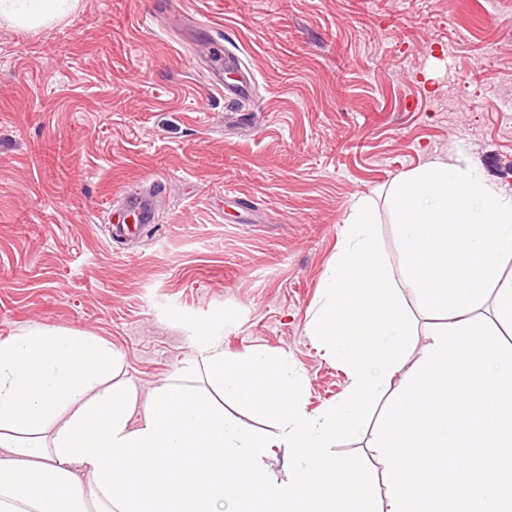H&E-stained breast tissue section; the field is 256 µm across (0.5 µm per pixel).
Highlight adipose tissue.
I'll use <instances>...</instances> for the list:
<instances>
[{
  "mask_svg": "<svg viewBox=\"0 0 512 512\" xmlns=\"http://www.w3.org/2000/svg\"><path fill=\"white\" fill-rule=\"evenodd\" d=\"M78 0H0V18L39 28ZM386 198L399 228L400 266L376 236L371 198L356 199L323 282L309 333L340 359L339 403L305 408V384L285 354L240 361L224 351V318L195 336L207 372L241 407L262 413L271 435L248 432L209 393L171 380L140 397L104 386L113 351L94 336L33 326L0 342V512H512V488L495 476L512 450V346L490 338L479 310L512 328V190L476 164L436 157L400 174ZM412 289L435 317L421 361L406 368L414 320L399 299ZM390 401L375 446L384 504L372 508L362 461L332 454L382 396ZM300 464L268 470L273 449ZM481 458L472 484L464 461ZM336 474L327 482L325 470ZM454 471L458 492L421 483Z\"/></svg>",
  "mask_w": 512,
  "mask_h": 512,
  "instance_id": "adipose-tissue-1",
  "label": "adipose tissue"
}]
</instances>
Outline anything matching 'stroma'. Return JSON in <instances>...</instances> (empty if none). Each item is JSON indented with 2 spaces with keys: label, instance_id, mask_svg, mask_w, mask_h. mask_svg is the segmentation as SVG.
<instances>
[{
  "label": "stroma",
  "instance_id": "1",
  "mask_svg": "<svg viewBox=\"0 0 512 512\" xmlns=\"http://www.w3.org/2000/svg\"><path fill=\"white\" fill-rule=\"evenodd\" d=\"M219 42L255 75L226 98L191 58ZM512 0H79L34 31L0 21V342L48 326L118 354L113 383L216 392L194 334L283 351L317 413L348 384L308 334L354 201L398 266L391 181L433 157L512 189ZM163 190H156V182ZM151 234L106 240L124 195ZM378 416L334 451L374 500Z\"/></svg>",
  "mask_w": 512,
  "mask_h": 512
}]
</instances>
